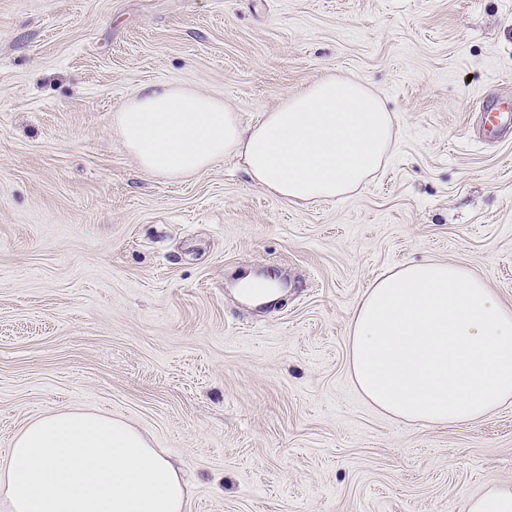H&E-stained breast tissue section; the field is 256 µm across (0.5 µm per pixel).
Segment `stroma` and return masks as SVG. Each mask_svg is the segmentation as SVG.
I'll list each match as a JSON object with an SVG mask.
<instances>
[{"label":"stroma","mask_w":512,"mask_h":512,"mask_svg":"<svg viewBox=\"0 0 512 512\" xmlns=\"http://www.w3.org/2000/svg\"><path fill=\"white\" fill-rule=\"evenodd\" d=\"M396 117L357 192L292 206L239 161L171 183L112 112L146 85L243 124L329 73ZM512 0H0V467L52 410L119 416L189 475L187 512H467L512 482V403L421 426L372 407L347 339L404 263L470 268L512 304ZM274 272L281 294L236 289ZM511 112V109L508 108V110H504L498 105L489 107L485 100H483L480 110V119L484 132L488 136H497L502 131L509 128L503 122L508 121V123L512 124Z\"/></svg>","instance_id":"35a3bbf8"}]
</instances>
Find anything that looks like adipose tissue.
Returning a JSON list of instances; mask_svg holds the SVG:
<instances>
[{
	"instance_id": "ef3b65f1",
	"label": "adipose tissue",
	"mask_w": 512,
	"mask_h": 512,
	"mask_svg": "<svg viewBox=\"0 0 512 512\" xmlns=\"http://www.w3.org/2000/svg\"><path fill=\"white\" fill-rule=\"evenodd\" d=\"M112 130L145 172L184 180L238 157L254 184L293 205L362 188L397 139L382 99L336 75L284 96L248 127L222 97L146 87L113 111ZM349 369L364 399L395 420L476 421L512 403V306L464 266H398L355 307ZM0 496L13 512H186L187 485L140 430L74 409L39 415L13 437Z\"/></svg>"
}]
</instances>
